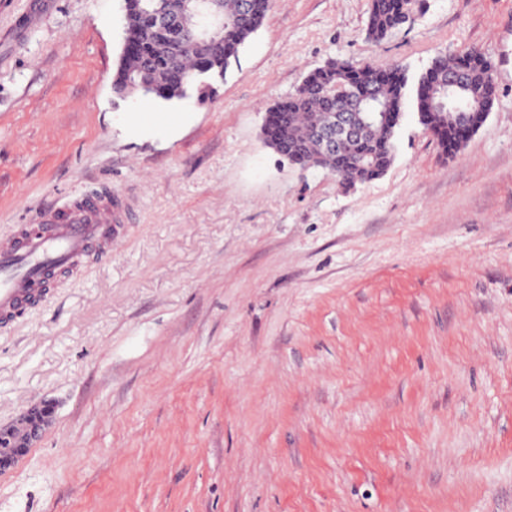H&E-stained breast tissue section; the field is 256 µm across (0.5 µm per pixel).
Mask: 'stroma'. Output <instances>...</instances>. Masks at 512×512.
Wrapping results in <instances>:
<instances>
[{
	"label": "stroma",
	"instance_id": "35a3bbf8",
	"mask_svg": "<svg viewBox=\"0 0 512 512\" xmlns=\"http://www.w3.org/2000/svg\"><path fill=\"white\" fill-rule=\"evenodd\" d=\"M273 0L166 136L113 118L122 0H0V236L84 186L134 209L100 264L0 323V423L53 401L0 512H512V0ZM474 47L485 123L413 106L379 179L291 165L264 116L330 59L418 76ZM414 0H371L366 26L369 40L378 42L399 28L414 8Z\"/></svg>",
	"mask_w": 512,
	"mask_h": 512
}]
</instances>
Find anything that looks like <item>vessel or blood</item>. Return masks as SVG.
Instances as JSON below:
<instances>
[{
    "label": "vessel or blood",
    "mask_w": 512,
    "mask_h": 512,
    "mask_svg": "<svg viewBox=\"0 0 512 512\" xmlns=\"http://www.w3.org/2000/svg\"><path fill=\"white\" fill-rule=\"evenodd\" d=\"M131 210L119 196L82 191L44 210L38 223L0 239V317L10 318L47 294L45 268H74L91 245L110 253Z\"/></svg>",
    "instance_id": "obj_1"
}]
</instances>
